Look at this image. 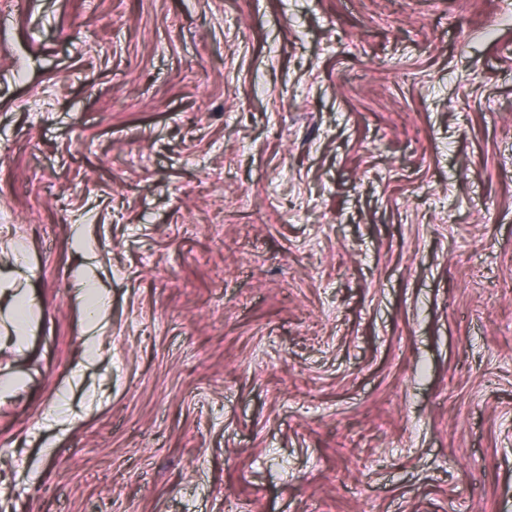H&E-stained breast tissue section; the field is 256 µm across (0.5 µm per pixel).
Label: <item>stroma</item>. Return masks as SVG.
<instances>
[{"label":"stroma","mask_w":512,"mask_h":512,"mask_svg":"<svg viewBox=\"0 0 512 512\" xmlns=\"http://www.w3.org/2000/svg\"><path fill=\"white\" fill-rule=\"evenodd\" d=\"M20 242L0 512H512V0H0ZM77 291L81 293L80 298L84 301L85 316L89 328L85 345L88 346L89 351H92L95 346V337L92 333L96 330L98 321L101 315L107 311L110 302L108 297L94 288L89 281H80L77 284ZM11 323L13 326L14 336L18 338V341H22L24 336H27L28 330L31 327V312H32V301L28 298L27 293L16 288L13 291L11 289Z\"/></svg>","instance_id":"1"}]
</instances>
